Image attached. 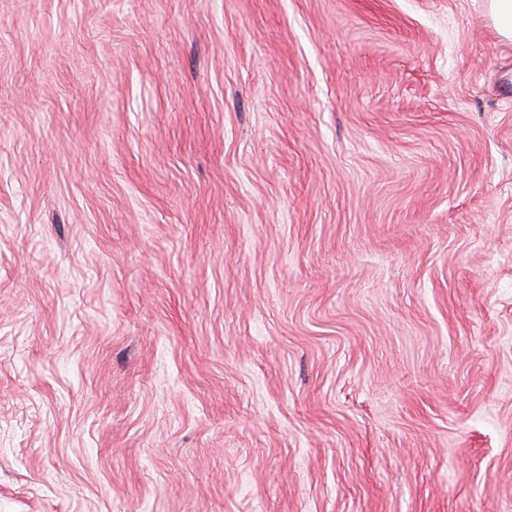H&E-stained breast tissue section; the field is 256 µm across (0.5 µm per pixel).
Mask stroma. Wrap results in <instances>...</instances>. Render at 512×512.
I'll list each match as a JSON object with an SVG mask.
<instances>
[{
    "label": "stroma",
    "mask_w": 512,
    "mask_h": 512,
    "mask_svg": "<svg viewBox=\"0 0 512 512\" xmlns=\"http://www.w3.org/2000/svg\"><path fill=\"white\" fill-rule=\"evenodd\" d=\"M0 512H512L488 0H0Z\"/></svg>",
    "instance_id": "1"
}]
</instances>
